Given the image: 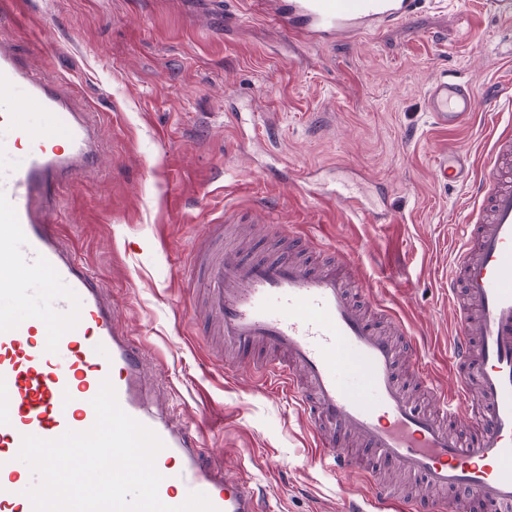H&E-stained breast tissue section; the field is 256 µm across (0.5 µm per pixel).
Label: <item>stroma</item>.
Masks as SVG:
<instances>
[{
  "label": "stroma",
  "mask_w": 512,
  "mask_h": 512,
  "mask_svg": "<svg viewBox=\"0 0 512 512\" xmlns=\"http://www.w3.org/2000/svg\"><path fill=\"white\" fill-rule=\"evenodd\" d=\"M478 2L424 0L398 26L323 47L287 37L264 0H0L11 19L0 39L101 107L98 171L64 189L60 233L129 336L163 355L148 368L155 401L229 477L252 482L263 512H344L369 482L398 498L422 482L371 457L342 478L315 462L299 405L258 383L252 357L213 353L187 255L218 217L253 225L252 256L273 250L279 224L347 252L353 298L384 287L435 384L451 389L456 312L440 279L472 198L470 182L437 181L435 158L453 148L483 162L494 126L512 122V30ZM442 75L478 96L455 131L425 108ZM250 106L263 121L243 142L233 114ZM275 156L330 188L346 163L383 222L299 196Z\"/></svg>",
  "instance_id": "obj_1"
}]
</instances>
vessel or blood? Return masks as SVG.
<instances>
[{"label":"vessel or blood","instance_id":"obj_1","mask_svg":"<svg viewBox=\"0 0 512 512\" xmlns=\"http://www.w3.org/2000/svg\"><path fill=\"white\" fill-rule=\"evenodd\" d=\"M272 19L306 44L361 38L407 21L419 0H272ZM477 96L466 83L436 78L426 109L436 123L462 127ZM49 115L41 125L34 114ZM97 109L0 42V512H33L24 491L36 478L17 461L23 436L55 439L95 422L92 399L110 380L121 408L164 443L155 464L158 494L170 506L202 492L218 512H260L245 480L226 478L207 459L191 424L146 400L145 356L118 324L98 278L55 226L59 191L98 166ZM512 126L495 136L492 159L473 179L477 207L458 228L459 250L444 279L458 305L451 360L452 389H433V409L413 404L398 379L394 344L380 336L346 287L352 262L338 251L313 267L288 248L250 260L225 249L222 219L212 220L193 253L209 316L224 347L247 354L272 351L260 380L285 387L305 411L321 458L337 475L360 470L340 436L358 437L379 460L419 477L430 490L463 492L492 512L512 506ZM442 181L467 167L458 152L435 160ZM331 199L369 215L348 183ZM35 277L30 296L44 311L14 310L19 273ZM481 423L468 441L450 425ZM419 502L393 498L371 485L363 503L346 512H418Z\"/></svg>","mask_w":512,"mask_h":512}]
</instances>
